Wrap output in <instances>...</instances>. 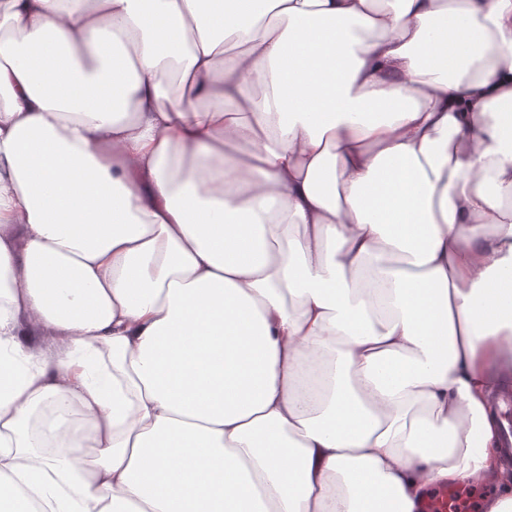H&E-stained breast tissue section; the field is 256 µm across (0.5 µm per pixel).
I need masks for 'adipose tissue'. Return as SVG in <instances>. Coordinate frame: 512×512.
Instances as JSON below:
<instances>
[{
	"mask_svg": "<svg viewBox=\"0 0 512 512\" xmlns=\"http://www.w3.org/2000/svg\"><path fill=\"white\" fill-rule=\"evenodd\" d=\"M504 370L512 0H0V512H419Z\"/></svg>",
	"mask_w": 512,
	"mask_h": 512,
	"instance_id": "ef3b65f1",
	"label": "adipose tissue"
}]
</instances>
